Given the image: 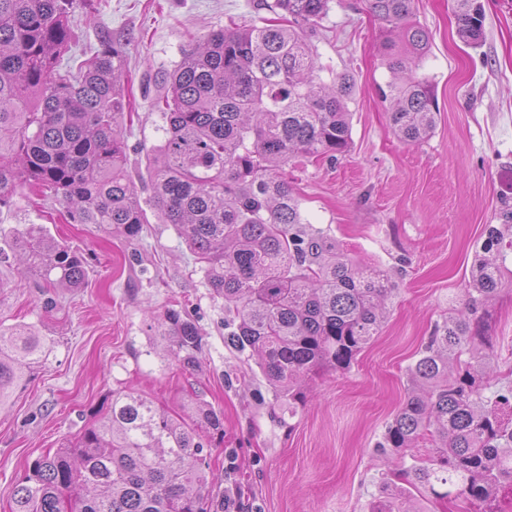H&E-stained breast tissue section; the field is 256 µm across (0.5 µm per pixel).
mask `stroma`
Instances as JSON below:
<instances>
[{
	"mask_svg": "<svg viewBox=\"0 0 512 512\" xmlns=\"http://www.w3.org/2000/svg\"><path fill=\"white\" fill-rule=\"evenodd\" d=\"M260 0H90L74 17L79 56L110 39L124 52L123 125L127 164L143 176L162 135L153 101L160 76L181 60L196 36L227 25L261 24ZM484 37L459 38L451 0H413V19L430 48L416 74L440 108L434 133L409 144L392 131L382 61L386 30L365 0H330L306 38L322 78L346 72L351 144L336 161L292 159L284 172L305 221L327 230L365 266L396 288L385 322L351 367L326 370L296 414L275 399L254 359L224 341V300L173 225L147 209L138 239L91 224L64 223L58 203L19 191L0 210V325H35L50 341L46 357L11 406L0 411V512L27 465L48 449L76 441L104 415L117 391H132L182 413L200 395L224 416V440L211 449V508L224 512V490L237 486L260 512H368L379 472L394 455L376 444L408 397L406 369L435 324L458 308L485 225L500 223L512 203V0H481ZM43 225L87 260L84 284L49 288L19 275L13 236ZM178 311L203 335L200 366L178 363L160 325ZM500 383L512 382V290L487 319ZM236 468L226 471L224 454Z\"/></svg>",
	"mask_w": 512,
	"mask_h": 512,
	"instance_id": "obj_1",
	"label": "stroma"
}]
</instances>
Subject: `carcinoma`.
Here are the masks:
<instances>
[{"instance_id":"1","label":"carcinoma","mask_w":512,"mask_h":512,"mask_svg":"<svg viewBox=\"0 0 512 512\" xmlns=\"http://www.w3.org/2000/svg\"><path fill=\"white\" fill-rule=\"evenodd\" d=\"M79 0H0V209L25 187L58 202L72 224L137 237L146 223L126 167L119 130L124 53L109 41L74 67L71 17ZM460 36L476 44L485 13L453 0ZM329 0H274L276 18L235 22L199 37L162 77L154 102L164 121L151 149L152 203L175 227L210 287L224 298L227 343L257 357L275 397L293 412L302 381L341 370L377 336L396 289L304 222L281 171L295 157L335 159L351 143L347 101L353 77L316 80L322 70L305 38ZM413 0H367L370 14L400 43L383 44L390 74L383 98L395 135L431 136L435 94L413 66L429 33L412 21ZM487 224L457 313L434 327L408 367L411 392L379 448L405 455L425 442L426 459L382 474L369 512H421L419 496L486 503L512 490V385L486 394L495 356L485 336L489 306L512 285V211ZM21 273L51 288H79L85 257L40 224L14 236ZM172 355L193 367L202 334L170 310ZM49 343L33 325L0 327V409L30 379ZM172 417L140 395L112 394L108 415L76 442L34 459L16 485L13 512H208L210 442L222 418L199 396Z\"/></svg>"}]
</instances>
